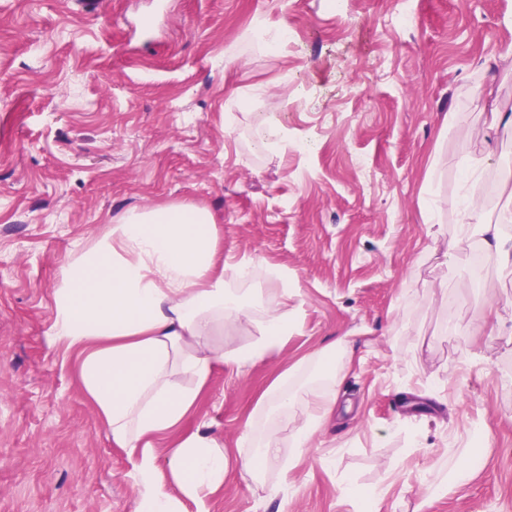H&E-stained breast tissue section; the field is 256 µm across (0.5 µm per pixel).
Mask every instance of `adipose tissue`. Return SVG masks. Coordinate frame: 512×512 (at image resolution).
Masks as SVG:
<instances>
[{
  "mask_svg": "<svg viewBox=\"0 0 512 512\" xmlns=\"http://www.w3.org/2000/svg\"><path fill=\"white\" fill-rule=\"evenodd\" d=\"M218 232L206 209L172 205L124 214L109 233L69 262L54 296L52 334L79 352V378L113 442L124 448L137 493V512H180L183 501L209 512L230 466L254 471L276 461L280 444L268 437L260 456L229 460L205 422H194L199 399L216 367L242 370L279 349L292 321L264 290L288 276L266 262H236L227 285ZM254 324L259 336L234 348L212 344L225 326ZM339 338L318 357L326 382L289 389L281 374L262 395L278 410L305 399L307 418L291 434L309 447L336 403ZM176 441L167 454L171 485L158 477L154 442Z\"/></svg>",
  "mask_w": 512,
  "mask_h": 512,
  "instance_id": "adipose-tissue-1",
  "label": "adipose tissue"
}]
</instances>
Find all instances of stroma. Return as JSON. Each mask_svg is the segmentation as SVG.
Instances as JSON below:
<instances>
[{"label":"stroma","mask_w":512,"mask_h":512,"mask_svg":"<svg viewBox=\"0 0 512 512\" xmlns=\"http://www.w3.org/2000/svg\"><path fill=\"white\" fill-rule=\"evenodd\" d=\"M0 0V512H136L123 449L53 342L61 269L132 209L210 212L224 278L241 257L288 272L265 288L295 325L253 367H219L199 416L229 454L209 512H512V276L471 280L469 163L488 158L482 221L512 203V0ZM294 29L250 38L256 20ZM494 151H487V143ZM458 240L448 255L449 240ZM354 331L336 406L310 448L262 391ZM252 437L239 443L243 428ZM473 477L455 483L466 446ZM297 461L290 486L281 467ZM280 455V444L276 437L270 436L266 439L263 452L260 456H246L239 453L235 459V465L244 471H255L265 467L270 462L278 460Z\"/></svg>","instance_id":"stroma-1"}]
</instances>
